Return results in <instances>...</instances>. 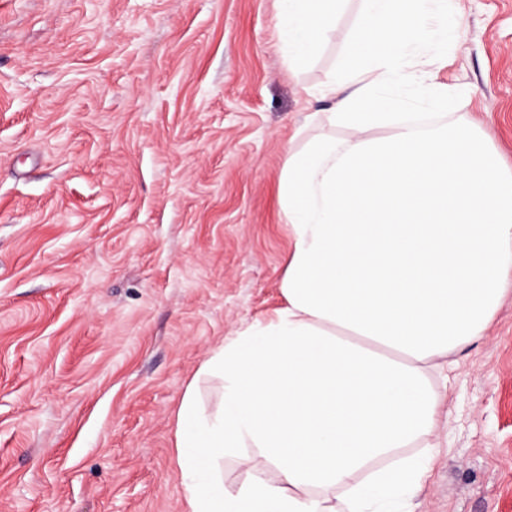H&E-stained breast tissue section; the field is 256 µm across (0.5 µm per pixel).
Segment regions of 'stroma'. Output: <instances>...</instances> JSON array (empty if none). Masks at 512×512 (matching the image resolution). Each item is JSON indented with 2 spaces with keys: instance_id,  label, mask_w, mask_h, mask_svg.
Wrapping results in <instances>:
<instances>
[{
  "instance_id": "35a3bbf8",
  "label": "stroma",
  "mask_w": 512,
  "mask_h": 512,
  "mask_svg": "<svg viewBox=\"0 0 512 512\" xmlns=\"http://www.w3.org/2000/svg\"><path fill=\"white\" fill-rule=\"evenodd\" d=\"M447 109L512 173V0H448ZM361 0L293 70L277 0H0V512H184L175 420L210 351L284 303L278 183ZM395 512H512V295L448 358Z\"/></svg>"
}]
</instances>
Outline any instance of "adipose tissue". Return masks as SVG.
Returning a JSON list of instances; mask_svg holds the SVG:
<instances>
[{
  "label": "adipose tissue",
  "mask_w": 512,
  "mask_h": 512,
  "mask_svg": "<svg viewBox=\"0 0 512 512\" xmlns=\"http://www.w3.org/2000/svg\"><path fill=\"white\" fill-rule=\"evenodd\" d=\"M282 44L301 68L335 30L341 0H279ZM319 135L288 150L279 181L292 250L285 306L214 348L212 409L188 386L175 462L186 512H391L428 462L369 471L427 439L440 417V359L485 335L512 294V176L448 97L423 46L456 34L447 0H361ZM426 88L428 113L405 88ZM251 449V478L224 487L221 462Z\"/></svg>",
  "instance_id": "obj_1"
}]
</instances>
